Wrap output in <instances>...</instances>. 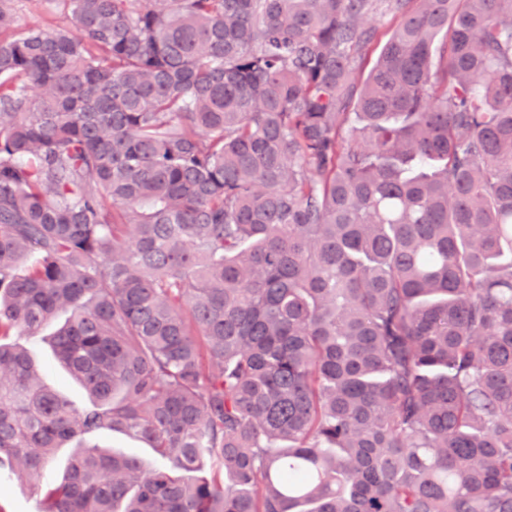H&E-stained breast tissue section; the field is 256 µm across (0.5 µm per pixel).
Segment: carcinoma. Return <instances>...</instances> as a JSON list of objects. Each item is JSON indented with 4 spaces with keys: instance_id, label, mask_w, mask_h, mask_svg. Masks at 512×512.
<instances>
[{
    "instance_id": "obj_1",
    "label": "carcinoma",
    "mask_w": 512,
    "mask_h": 512,
    "mask_svg": "<svg viewBox=\"0 0 512 512\" xmlns=\"http://www.w3.org/2000/svg\"><path fill=\"white\" fill-rule=\"evenodd\" d=\"M44 2L77 34L0 0V470L71 447L41 512H512V0ZM54 322L83 408L10 340ZM44 0H15L17 24L20 28L39 26L44 29H67L77 33L70 14L49 9ZM96 442L100 446L109 447L117 453L134 455L142 459L148 468L155 467L158 463L149 448H146L142 443L131 440L123 435L105 431L98 436Z\"/></svg>"
}]
</instances>
